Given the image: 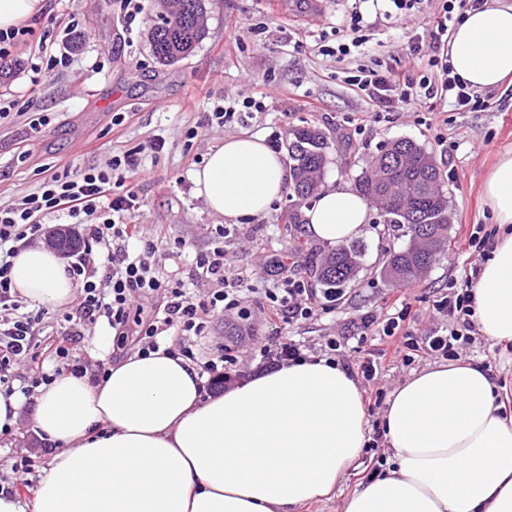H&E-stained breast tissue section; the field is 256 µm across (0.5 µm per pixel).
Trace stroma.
<instances>
[{"instance_id": "stroma-1", "label": "stroma", "mask_w": 512, "mask_h": 512, "mask_svg": "<svg viewBox=\"0 0 512 512\" xmlns=\"http://www.w3.org/2000/svg\"><path fill=\"white\" fill-rule=\"evenodd\" d=\"M46 8L31 20L33 34L15 52L13 75L0 82L8 91L15 116L0 125V206L14 204L38 188L48 169L63 165L102 166L111 156L138 151L146 176L137 188L136 233L132 249L151 240L162 245L179 238L185 243L182 259L192 263L197 252L224 248V274L247 276L264 301L278 273L277 264L294 255L298 276L309 278L306 254L328 253V245L314 240L305 223H291L292 214L306 205L285 191L269 213L237 224L226 237L215 233L223 217L212 214L194 193L190 179L213 148L233 135L270 136L295 126L318 127L328 143L324 181L352 184L354 176L388 143L409 138L434 157L448 189L455 219L448 252L422 276L408 283H391L380 275L390 250L407 242L402 232L384 224L372 212L363 237L366 254L355 281L334 298L318 296L323 311L307 321L282 325L279 335L262 326L233 324L222 316L213 323L209 348L228 345L240 356L250 354L248 339L260 337L269 348L291 337L317 346L342 336L366 313L385 319L395 299L409 303L415 314L411 327L424 336L439 326L435 300L450 289L474 281L483 260L468 250L471 233L489 230L493 218L484 203L483 185L500 155L512 150V81L477 92L476 108L458 112L445 101L416 103L391 112L378 111L365 96L344 81V72L384 61L406 76L419 71L409 55L410 36L431 39L443 0H424L421 8L386 17L383 7L367 0H208L206 39L193 55L164 66L149 51L148 36L156 8H148L132 28L121 20L119 0H45ZM360 10L369 39L366 48L352 50L344 60L323 55V48L340 42L339 31L352 10ZM76 20L75 32L49 24L50 16ZM69 42L76 64L59 71L53 81L33 83L31 59L42 47ZM259 85L267 95L265 108L245 122L225 127L204 126L208 112L232 102L238 94ZM38 111L49 118L40 132H28L24 115ZM447 137L438 147L428 124ZM166 142L153 153L154 139ZM236 325L237 335L224 333ZM394 338L372 332L363 342L342 344L335 359L355 362L379 358L377 376L362 381L364 393L389 397L411 373L434 361L427 355L405 361L394 353ZM461 357L481 361L512 388V346L473 336L459 346ZM34 452L36 467L47 464L27 417H20L9 438L0 440V483L31 500L36 475L19 478L15 460Z\"/></svg>"}]
</instances>
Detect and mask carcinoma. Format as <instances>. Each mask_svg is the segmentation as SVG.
I'll return each instance as SVG.
<instances>
[{
	"label": "carcinoma",
	"instance_id": "cac0c4a2",
	"mask_svg": "<svg viewBox=\"0 0 512 512\" xmlns=\"http://www.w3.org/2000/svg\"><path fill=\"white\" fill-rule=\"evenodd\" d=\"M206 0H176L174 17H159L149 37L151 54L164 66L193 54L206 38ZM292 191L300 199L315 196L328 164L322 131L302 125L286 141ZM358 193L382 210L385 223L404 228L409 244L389 252L381 275L390 282H409L428 271L448 251L452 213L440 169L417 142L398 139L373 157L370 168L354 178ZM365 246L343 244L310 261L311 275L326 296H338L356 279Z\"/></svg>",
	"mask_w": 512,
	"mask_h": 512
}]
</instances>
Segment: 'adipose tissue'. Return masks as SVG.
<instances>
[{
    "instance_id": "obj_1",
    "label": "adipose tissue",
    "mask_w": 512,
    "mask_h": 512,
    "mask_svg": "<svg viewBox=\"0 0 512 512\" xmlns=\"http://www.w3.org/2000/svg\"><path fill=\"white\" fill-rule=\"evenodd\" d=\"M448 58L476 90L512 77V0L468 11ZM290 179L258 135L226 137L191 180L208 210L232 221L264 213ZM483 195L496 244L471 285L488 340L512 343V152ZM313 239L337 246L368 232L370 204L349 186L324 187L305 211ZM12 286L33 306L63 308L78 283L46 246L22 248ZM34 434L56 449L32 503L0 491V512H299L330 497L368 441L363 391L325 358L266 371L203 396L197 367L157 350L112 364L105 379L62 375L33 397ZM387 459L341 512H512V399L467 358L410 375L381 415Z\"/></svg>"
}]
</instances>
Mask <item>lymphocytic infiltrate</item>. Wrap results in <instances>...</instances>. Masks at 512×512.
Instances as JSON below:
<instances>
[{"instance_id":"1","label":"lymphocytic infiltrate","mask_w":512,"mask_h":512,"mask_svg":"<svg viewBox=\"0 0 512 512\" xmlns=\"http://www.w3.org/2000/svg\"><path fill=\"white\" fill-rule=\"evenodd\" d=\"M488 0H444L432 42L421 37L410 39V54L422 74L419 80L401 76L395 70L357 69L347 82L376 106L393 110L419 101L450 99L459 111L474 108L476 101L467 83L453 75L443 52L447 35L455 23L456 11L480 9ZM142 174L136 152L109 158L102 167H70L54 170L35 192L19 202L0 207V393L11 394L14 370L32 350L48 346L54 369L33 377V387L51 382L53 377L71 374L77 377L93 373L103 378L104 360L94 364L76 357L72 344L83 336L86 325L106 319L116 335L135 331V343L141 353L157 351L159 337L170 341L169 353L195 360L194 344L208 336L213 319L234 314L247 320L253 290L245 279H226L224 251L216 247L197 254L195 279L222 280L223 288L199 298L191 295L183 279L175 272L163 271L156 259L157 249L146 245L130 253L133 237L131 223L137 200V181ZM64 219L69 224H87L91 231L67 271L80 281L81 296L75 313L65 315L66 326L54 341H47L41 324L44 310L19 313V301L11 287V260L43 231L47 217ZM265 324L279 330L281 324L309 320L317 316L313 292L304 280L286 277L265 293ZM442 325L423 339L406 329L409 312L399 309L385 320L363 315L356 325L366 335L374 324H381L386 336H397L404 348L449 360L459 356V345L476 334L472 319L473 299L469 289L454 291L437 301Z\"/></svg>"}]
</instances>
